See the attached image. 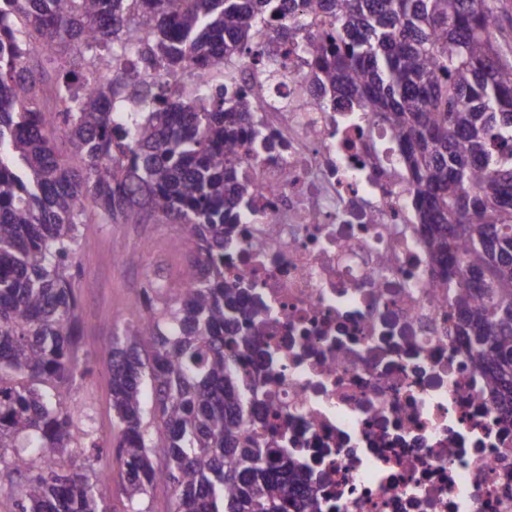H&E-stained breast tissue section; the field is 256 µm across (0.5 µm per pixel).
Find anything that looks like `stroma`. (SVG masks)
Listing matches in <instances>:
<instances>
[{
  "label": "stroma",
  "mask_w": 512,
  "mask_h": 512,
  "mask_svg": "<svg viewBox=\"0 0 512 512\" xmlns=\"http://www.w3.org/2000/svg\"><path fill=\"white\" fill-rule=\"evenodd\" d=\"M82 233L75 357L84 375L62 386L60 392L68 402L89 403L94 435L106 443L112 440L114 428L110 362L102 347L112 335V316L118 311L131 316L139 313L140 290L148 275L173 278L181 272L185 256L171 242L183 229L177 224H89ZM121 251L133 254V261L118 263L116 256ZM93 466L109 476L98 485V497L111 512H129L131 505L117 476L113 453L96 454Z\"/></svg>",
  "instance_id": "1"
}]
</instances>
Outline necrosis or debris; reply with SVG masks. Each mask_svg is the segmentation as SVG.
Returning <instances> with one entry per match:
<instances>
[{
    "label": "necrosis or debris",
    "instance_id": "obj_1",
    "mask_svg": "<svg viewBox=\"0 0 512 512\" xmlns=\"http://www.w3.org/2000/svg\"><path fill=\"white\" fill-rule=\"evenodd\" d=\"M260 36L231 83L264 84V144L238 154L256 202L224 266L259 330V409L311 476L323 512H512V422L449 318L418 231L395 135L324 104L301 42ZM274 54L263 80L254 56Z\"/></svg>",
    "mask_w": 512,
    "mask_h": 512
}]
</instances>
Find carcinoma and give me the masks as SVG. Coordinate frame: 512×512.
I'll use <instances>...</instances> for the list:
<instances>
[{"label":"carcinoma","instance_id":"cac0c4a2","mask_svg":"<svg viewBox=\"0 0 512 512\" xmlns=\"http://www.w3.org/2000/svg\"><path fill=\"white\" fill-rule=\"evenodd\" d=\"M328 17L301 49L325 104L343 97L401 144L424 244L452 290L455 329L491 373L512 415V51L504 0H305ZM281 0H0V448L24 479L17 512H108L87 464L100 445L74 432L58 387L73 383L76 269L84 224H181L192 282L158 307L112 317L114 448L135 504L158 483L171 512H322L295 487L307 473L264 425L241 362L256 329L224 287V246L242 214L243 133L250 97L224 71L271 26L288 42ZM111 63L101 75L97 62ZM156 71L138 81L139 63ZM199 70L197 81L177 76ZM51 94L54 106L43 100ZM206 102L200 107L199 102ZM150 386L152 401L145 398ZM165 466L159 468L156 461Z\"/></svg>","mask_w":512,"mask_h":512}]
</instances>
